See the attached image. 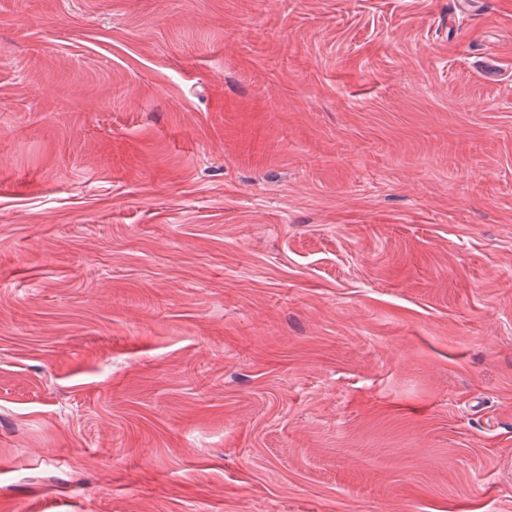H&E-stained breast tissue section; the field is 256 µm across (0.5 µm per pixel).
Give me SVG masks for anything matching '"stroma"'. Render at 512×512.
Returning <instances> with one entry per match:
<instances>
[{
  "label": "stroma",
  "mask_w": 512,
  "mask_h": 512,
  "mask_svg": "<svg viewBox=\"0 0 512 512\" xmlns=\"http://www.w3.org/2000/svg\"><path fill=\"white\" fill-rule=\"evenodd\" d=\"M0 0V512H512V0Z\"/></svg>",
  "instance_id": "35a3bbf8"
}]
</instances>
